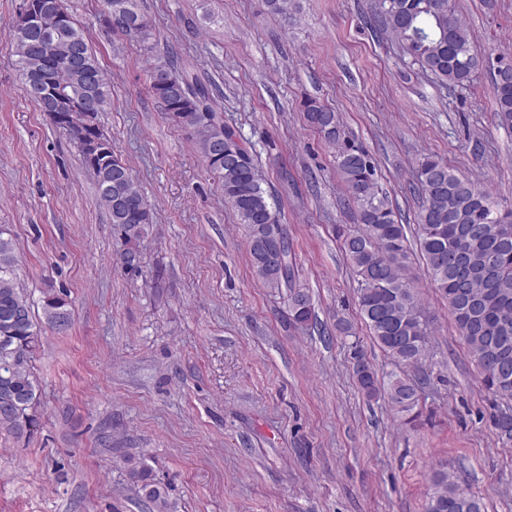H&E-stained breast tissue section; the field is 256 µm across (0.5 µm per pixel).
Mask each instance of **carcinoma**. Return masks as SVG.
Listing matches in <instances>:
<instances>
[{
	"instance_id": "cac0c4a2",
	"label": "carcinoma",
	"mask_w": 512,
	"mask_h": 512,
	"mask_svg": "<svg viewBox=\"0 0 512 512\" xmlns=\"http://www.w3.org/2000/svg\"><path fill=\"white\" fill-rule=\"evenodd\" d=\"M40 12L69 14L64 0H31ZM269 13L288 17L294 0H265ZM369 23L394 35L412 62L438 80L465 86L483 67L470 33L461 21L456 0H375ZM122 14L127 26L110 27L146 41L151 25L140 0H104L103 15ZM76 50L82 68H68L62 57ZM11 52L21 76V90L42 107L48 80L72 87L93 98L99 112L110 106L109 84L92 52L85 32L76 23L46 34L14 27ZM509 61L500 57L493 71L498 117L512 128V76H500ZM167 70L166 80L155 73ZM151 91L176 123L193 138L207 169L223 183L224 201L249 235V255L255 276L264 287L286 294L288 324L306 328L313 317L310 292L295 285L288 228L279 222L277 206L263 187L248 150L236 132L224 125L215 99L216 87L169 59L151 67ZM306 123L336 147V166L346 186L348 205L363 228L346 236V260L357 276L360 313L371 335L399 365L423 364L429 354L430 324L407 276L411 249L406 225L379 191L376 166L365 151L341 137L338 114L316 99L303 104ZM83 166L95 178L100 204L109 223L128 248L119 264L139 268V242L153 227L152 209L127 165L114 153L107 162H94L87 148L78 149ZM422 206L416 237L432 285L448 300L455 323L496 397L508 403L493 417L499 439L512 443V238L500 241L501 226L512 225V207L499 205L471 179L455 174L434 154L423 155L415 168ZM37 319L34 302L20 277L16 242L0 227V435L33 437L39 427L40 392L32 359L45 329L71 326L68 302L47 292ZM356 384L369 401L383 398L404 423L419 416L416 386L395 372L379 374L357 357ZM129 477L151 512H171L168 488L151 470L134 466ZM426 512H484L482 499L460 488L454 475L436 470Z\"/></svg>"
}]
</instances>
